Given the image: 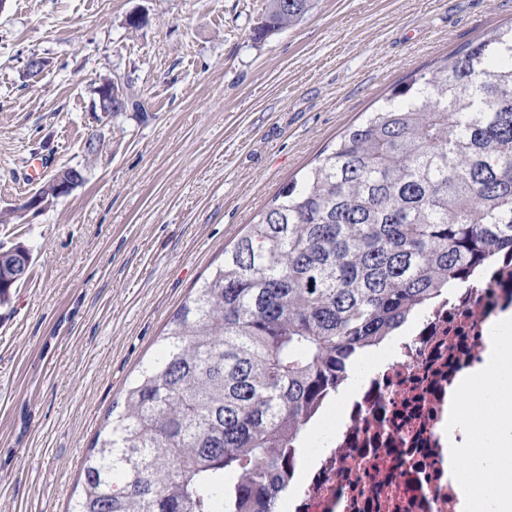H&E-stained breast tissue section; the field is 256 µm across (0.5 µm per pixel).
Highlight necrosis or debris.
<instances>
[{
  "label": "necrosis or debris",
  "instance_id": "obj_1",
  "mask_svg": "<svg viewBox=\"0 0 512 512\" xmlns=\"http://www.w3.org/2000/svg\"><path fill=\"white\" fill-rule=\"evenodd\" d=\"M512 307V255L504 253L470 286L433 298L361 378L342 418L332 401L316 412L322 448L291 457L284 512H455L444 478L439 428L449 386L481 362L490 318Z\"/></svg>",
  "mask_w": 512,
  "mask_h": 512
}]
</instances>
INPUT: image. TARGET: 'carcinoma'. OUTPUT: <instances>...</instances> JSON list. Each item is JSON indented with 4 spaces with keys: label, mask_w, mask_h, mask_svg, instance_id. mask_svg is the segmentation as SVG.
<instances>
[{
    "label": "carcinoma",
    "mask_w": 512,
    "mask_h": 512,
    "mask_svg": "<svg viewBox=\"0 0 512 512\" xmlns=\"http://www.w3.org/2000/svg\"><path fill=\"white\" fill-rule=\"evenodd\" d=\"M313 7L267 0L263 36ZM143 110L130 84L112 111ZM512 252V25L385 96L285 183L168 323L69 512H277L319 402L433 294ZM30 263L0 246V305Z\"/></svg>",
    "instance_id": "cac0c4a2"
}]
</instances>
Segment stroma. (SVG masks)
<instances>
[{
	"mask_svg": "<svg viewBox=\"0 0 512 512\" xmlns=\"http://www.w3.org/2000/svg\"><path fill=\"white\" fill-rule=\"evenodd\" d=\"M265 7L0 0V244L32 255L0 308V512H67L167 323L279 188L413 71L512 22V0H313L258 40ZM105 79L144 111L99 120ZM64 167L83 183L24 210Z\"/></svg>",
	"mask_w": 512,
	"mask_h": 512,
	"instance_id": "35a3bbf8",
	"label": "stroma"
}]
</instances>
